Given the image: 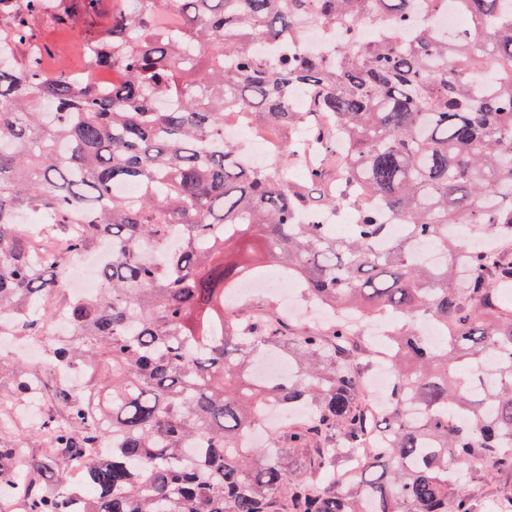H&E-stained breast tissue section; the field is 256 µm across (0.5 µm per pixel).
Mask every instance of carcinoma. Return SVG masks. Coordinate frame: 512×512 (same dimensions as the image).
<instances>
[{
    "instance_id": "1",
    "label": "carcinoma",
    "mask_w": 512,
    "mask_h": 512,
    "mask_svg": "<svg viewBox=\"0 0 512 512\" xmlns=\"http://www.w3.org/2000/svg\"><path fill=\"white\" fill-rule=\"evenodd\" d=\"M14 2L0 0V50L29 51L0 62V324L49 337L40 301L75 258L111 250L43 371L0 358V400L47 406L40 431L0 419V512H71L77 489L85 512H487L449 472L476 454L512 473V256L476 243L462 266H430L413 246L454 252L456 224L512 240V0H125L83 45L121 76L110 85L45 72L30 21L53 0ZM450 6L470 20L451 38L434 23ZM306 24L334 33L331 54L295 46ZM239 123L276 139L266 165L226 138ZM330 155L336 185L307 207L293 168L321 186ZM339 207L341 238L326 222ZM389 219L404 233L380 248ZM242 234L306 294L397 317L387 412L368 416L345 325L293 333L224 312L241 275L224 250ZM420 317L444 345L420 341ZM271 350L293 374L245 388ZM71 367L84 388L57 382ZM272 403L311 419L240 447ZM371 434L343 485L336 457ZM68 458L86 460L77 489L55 482Z\"/></svg>"
}]
</instances>
